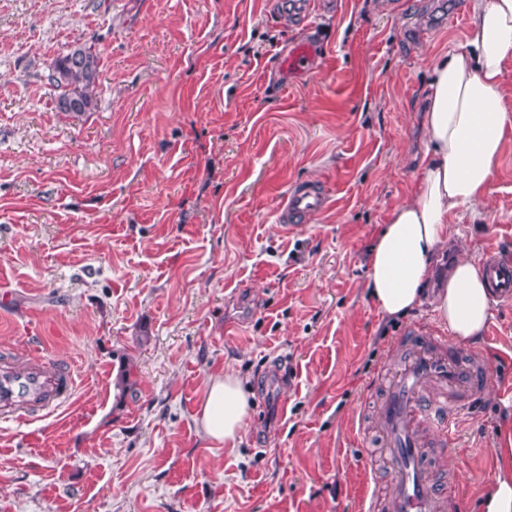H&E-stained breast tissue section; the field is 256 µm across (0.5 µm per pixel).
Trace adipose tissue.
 <instances>
[{
  "mask_svg": "<svg viewBox=\"0 0 512 512\" xmlns=\"http://www.w3.org/2000/svg\"><path fill=\"white\" fill-rule=\"evenodd\" d=\"M511 56L512 0H471L464 43L441 52L430 67L417 184L379 228L368 258V296L383 317L406 316L427 302L462 343L477 341L487 327L490 280L468 259L449 267L439 288L429 289V277L457 209L485 204L491 191L512 130L503 75ZM249 411L239 377L227 370L207 379L196 420L206 439L231 450Z\"/></svg>",
  "mask_w": 512,
  "mask_h": 512,
  "instance_id": "ef3b65f1",
  "label": "adipose tissue"
}]
</instances>
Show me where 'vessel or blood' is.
Segmentation results:
<instances>
[{"instance_id": "vessel-or-blood-1", "label": "vessel or blood", "mask_w": 512, "mask_h": 512, "mask_svg": "<svg viewBox=\"0 0 512 512\" xmlns=\"http://www.w3.org/2000/svg\"><path fill=\"white\" fill-rule=\"evenodd\" d=\"M311 10L310 0H297L289 12L302 36L281 54L283 73L308 71L316 60ZM328 202L323 183L297 184L280 207L279 221L285 230H293ZM486 270L496 296L512 294V266L491 260ZM406 336L412 349L385 374L372 415L391 475L388 498L365 497L363 512H462L455 483L434 477L427 463L428 448L454 445L458 419L470 410L490 378L476 358H464L447 337L429 335L420 325L411 327ZM74 395L75 379L67 361L53 367L36 358L22 364L0 362L2 422L61 414Z\"/></svg>"}]
</instances>
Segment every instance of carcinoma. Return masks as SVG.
<instances>
[{
  "label": "carcinoma",
  "instance_id": "obj_1",
  "mask_svg": "<svg viewBox=\"0 0 512 512\" xmlns=\"http://www.w3.org/2000/svg\"><path fill=\"white\" fill-rule=\"evenodd\" d=\"M100 72V57L83 44L73 45L49 65L47 79L56 92L59 112L81 117L96 107L94 89Z\"/></svg>",
  "mask_w": 512,
  "mask_h": 512
}]
</instances>
